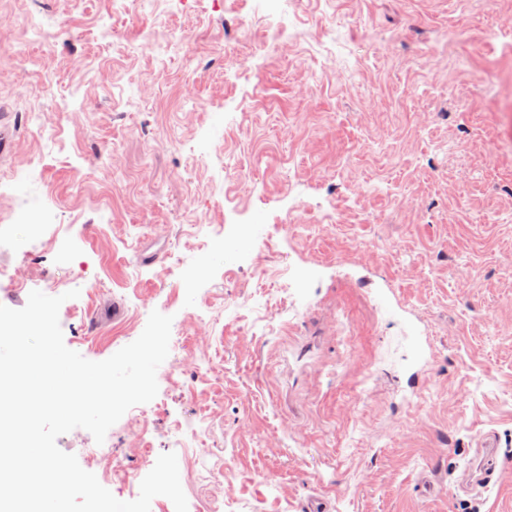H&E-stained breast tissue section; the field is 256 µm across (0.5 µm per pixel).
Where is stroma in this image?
Masks as SVG:
<instances>
[{
	"mask_svg": "<svg viewBox=\"0 0 512 512\" xmlns=\"http://www.w3.org/2000/svg\"><path fill=\"white\" fill-rule=\"evenodd\" d=\"M267 9L0 0V305L78 290L96 362L172 316L118 500L172 451L188 512H512V0ZM478 450H485V460L482 465L477 469L475 474L471 472V479L473 475L472 481L480 486L486 487V475L490 474L491 469L488 468V462L492 459L494 448H497V444L495 441V436L491 433L485 434L482 439L478 441Z\"/></svg>",
	"mask_w": 512,
	"mask_h": 512,
	"instance_id": "1",
	"label": "stroma"
}]
</instances>
